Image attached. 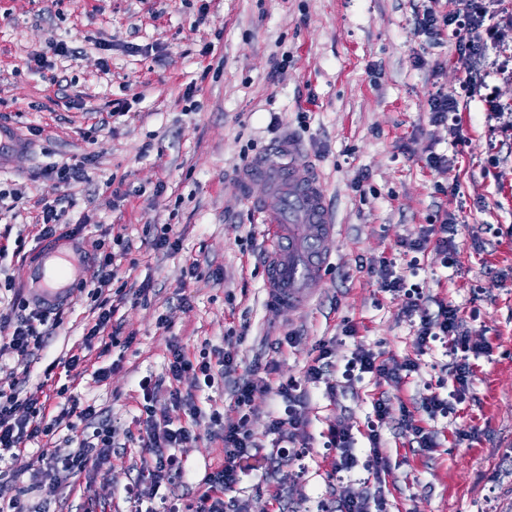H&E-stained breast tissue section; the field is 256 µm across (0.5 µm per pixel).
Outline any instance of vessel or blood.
Here are the masks:
<instances>
[{
	"label": "vessel or blood",
	"instance_id": "obj_1",
	"mask_svg": "<svg viewBox=\"0 0 512 512\" xmlns=\"http://www.w3.org/2000/svg\"><path fill=\"white\" fill-rule=\"evenodd\" d=\"M264 179L268 197L253 201L264 227L266 301L294 307L317 288L336 236L319 176L304 158L301 143L292 137L279 141L268 155L241 178L243 187ZM90 261L87 249L72 241L45 244L28 266V284L35 305L44 310L68 306Z\"/></svg>",
	"mask_w": 512,
	"mask_h": 512
}]
</instances>
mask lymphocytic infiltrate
Segmentation results:
<instances>
[{
	"instance_id": "obj_1",
	"label": "lymphocytic infiltrate",
	"mask_w": 512,
	"mask_h": 512,
	"mask_svg": "<svg viewBox=\"0 0 512 512\" xmlns=\"http://www.w3.org/2000/svg\"><path fill=\"white\" fill-rule=\"evenodd\" d=\"M503 0H457L453 12L438 14L434 8H426L422 16L417 17L415 30L428 38H439L444 31H451L455 37V53L458 63L463 68H471L475 56L486 53L490 43L496 42L497 35L492 20ZM472 77H465L459 85L458 92L448 93L442 90L433 93L428 101L429 122L432 126L447 130L453 141H460L463 128L458 117L459 93L471 92ZM456 219L446 215L441 224H429L423 227L413 238H404L399 242L400 248L408 253H421L428 248L447 251L454 245ZM96 252L93 262L98 275L95 280L83 283L82 291L97 298V315L93 324L83 335L82 346L91 348L93 341H107L117 344L120 326L115 318L117 306L103 297L112 286L115 276V255L106 248L105 242L95 244ZM407 316L419 319L416 329V344L419 350L430 349L436 341L449 343L448 353L453 358L449 375L458 392L468 389L473 368L470 355L484 353L481 345H470L464 333L463 321L458 309L441 301L436 312L423 308L418 297L407 296L403 305ZM61 314H49L48 311L32 308L29 301L20 293L12 297L0 296V357L11 356L18 363L28 365L33 362L38 352L43 349L50 328L60 325ZM168 371L172 388L171 396L175 401H182L183 395L178 386L186 373H193L197 381L206 387H213L216 374L234 372L237 364L233 351H219L216 359L192 361L185 348L177 343L168 348ZM333 349L321 345L311 363L307 365L301 379H289L273 382L276 371L275 363H267L263 370H252L240 376L234 386V403L239 417L236 421L225 422L219 410H211L209 420L220 426L219 440L224 449L222 459L205 472L201 483L203 492L193 500L177 506L168 501H161L154 512H244L234 490L239 482L242 464L249 459L257 445L249 428V408L256 395L269 391L285 402V410H273L270 419V432L277 437L296 438L305 433L308 421L302 407L305 403L302 383H318L324 376ZM359 373L370 375L376 382H396L403 375L418 371L416 360L407 358L401 361L383 357L373 350L357 348L350 360ZM144 398L142 415L137 423L142 428L140 436V466L133 484L126 486L128 498L137 500L144 494H157L159 488L166 484L182 481L187 470L179 448L199 437L198 425L201 411L196 405H189L188 424L176 426L166 414L157 412L150 403L156 388L151 379L139 382ZM93 425L92 434H85L86 425ZM67 429L70 439L76 440L77 446L68 453H60L56 448H44L40 458L44 468L39 474L38 484L46 496H55L60 488H76L81 479L101 466L112 462V430L94 405H81L79 399L67 397L58 414H51L48 399L36 392L21 393L17 387L0 388V512H28L23 498L27 489L21 486L16 475L10 474L4 467L7 459L26 451L31 441L54 435L60 429Z\"/></svg>"
}]
</instances>
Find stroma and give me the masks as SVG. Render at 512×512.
<instances>
[{"label":"stroma","instance_id":"stroma-1","mask_svg":"<svg viewBox=\"0 0 512 512\" xmlns=\"http://www.w3.org/2000/svg\"><path fill=\"white\" fill-rule=\"evenodd\" d=\"M424 0H0V114L21 130L41 128L27 151L0 168V180L26 190L18 218L0 215V290L24 288L27 265L37 253L36 218L41 200L58 198L57 183L43 176L52 163L92 154L88 180L75 189L77 203L61 219L78 229L84 245L123 235L137 267L120 263L118 282L149 281L148 302L125 304L118 318L127 346L106 355L89 351V365L54 367L82 342L94 300L81 294L66 307L62 325L30 368L0 363V386L16 384L45 393L67 390L100 409L114 432L111 466L91 474L80 489L65 491L50 512H131L124 488L137 475L140 414L137 383L149 375L167 379L168 346L192 354L232 348L235 376L276 361V379L300 378L320 343L333 342L338 358L363 346L396 359L419 360L421 371L400 384L369 378L309 385L305 408L311 436L304 473L271 470L268 454L274 393L256 395L250 429L259 452L244 461L237 496L247 512H320L323 504L365 492L370 453L356 442L357 465L332 474L333 453L324 436L336 420L363 428L371 400L392 403L380 423L390 471L383 512H512V135L486 119V96L512 102V80H486L459 101L462 144L428 122V100L437 89L455 91L463 77L454 39L436 45L414 30ZM75 56L60 57L57 42ZM289 52L287 74L274 73V57ZM45 54L50 69L33 72L30 54ZM108 70H101V62ZM192 99H184L189 86ZM129 112L116 113V103ZM107 115L90 131L91 112ZM280 123L269 129L271 115ZM304 146L335 216L337 236L329 264L312 298L291 311L265 302L262 226L246 203L267 193L264 182L242 189L241 150L253 143L265 152L287 136ZM448 154L452 175L425 164L429 152ZM366 179L361 191L351 183ZM458 223L454 251L418 254L421 301L458 307L469 340L489 346L475 359L463 398H449L448 418L433 422L437 446L414 447L399 429L402 410H416L424 384L448 375L442 345L419 353L415 319L403 300L382 291L368 272L379 258L407 271L408 256L396 243L445 214ZM172 225L175 252L155 251L144 239L149 226ZM201 264L184 280L186 260ZM166 318L168 328L158 325ZM355 336H345L346 327ZM293 346L278 347L284 336ZM109 368L104 381L94 367ZM196 387L180 383L202 410L218 406L225 421L238 417L234 378ZM339 383L338 399L326 387ZM199 427L197 441L179 449L191 479L168 489L184 501L203 490L206 467L223 456L219 442ZM279 499H272V492Z\"/></svg>","mask_w":512,"mask_h":512}]
</instances>
